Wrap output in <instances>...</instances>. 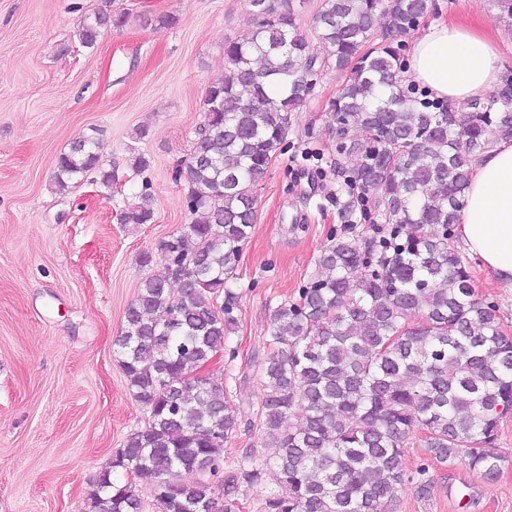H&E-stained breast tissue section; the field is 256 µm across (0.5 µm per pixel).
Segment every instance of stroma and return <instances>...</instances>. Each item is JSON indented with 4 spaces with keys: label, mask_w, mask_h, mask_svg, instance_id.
Wrapping results in <instances>:
<instances>
[{
    "label": "stroma",
    "mask_w": 512,
    "mask_h": 512,
    "mask_svg": "<svg viewBox=\"0 0 512 512\" xmlns=\"http://www.w3.org/2000/svg\"><path fill=\"white\" fill-rule=\"evenodd\" d=\"M107 3L128 12L127 25L83 47V20ZM435 3L426 23L479 26L512 68V19L495 0ZM163 17L170 26L160 27ZM252 28L246 0H0V512H88L98 472L143 427L147 413L113 341L149 273L142 256L159 257L160 242L191 221L174 171L189 159L206 89L224 77L225 42ZM345 80L323 74L257 190V223L237 270L239 327L229 354L207 368L229 386L239 420L224 441L228 467L265 458L259 364L269 315L297 298L342 227L326 109ZM95 128L116 187L87 175L58 191L59 156ZM136 152L150 159L145 172L131 168ZM145 182L153 220L121 223ZM498 448L506 460L486 479L415 442L395 512H512V415Z\"/></svg>",
    "instance_id": "obj_1"
}]
</instances>
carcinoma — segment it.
Here are the masks:
<instances>
[{"label": "carcinoma", "instance_id": "obj_1", "mask_svg": "<svg viewBox=\"0 0 512 512\" xmlns=\"http://www.w3.org/2000/svg\"><path fill=\"white\" fill-rule=\"evenodd\" d=\"M248 6L255 29L224 44V80L206 89L189 161L176 171L191 222L159 244L161 264L114 341L148 420L98 473L89 512H143V479L156 512H240L239 486L260 483L268 466L278 488L264 512H392L404 448L418 435L437 462L497 476L512 336L455 242L473 162L512 141V88L458 111L405 84L402 38L429 0H321L310 35L292 0ZM127 19L101 9L84 19L79 41L92 48ZM329 68L348 73L328 100L330 121L369 133L336 145L347 232L321 250L298 299L271 310L260 362L269 452L226 471L218 498L208 480L174 481L182 471L217 473L238 426L224 382L191 377L235 329L231 283L257 222V189L309 97L303 75ZM100 142L90 135L60 155L58 190L91 170L112 188ZM353 156L357 166L344 167ZM147 189L121 223H151ZM363 224L376 234L357 232Z\"/></svg>", "mask_w": 512, "mask_h": 512}]
</instances>
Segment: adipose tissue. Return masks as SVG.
Instances as JSON below:
<instances>
[{
	"label": "adipose tissue",
	"instance_id": "adipose-tissue-1",
	"mask_svg": "<svg viewBox=\"0 0 512 512\" xmlns=\"http://www.w3.org/2000/svg\"><path fill=\"white\" fill-rule=\"evenodd\" d=\"M500 68V55L486 35L439 23L413 39L406 76L457 108L484 97L498 83ZM457 231L484 269L512 288V142L476 160Z\"/></svg>",
	"mask_w": 512,
	"mask_h": 512
}]
</instances>
